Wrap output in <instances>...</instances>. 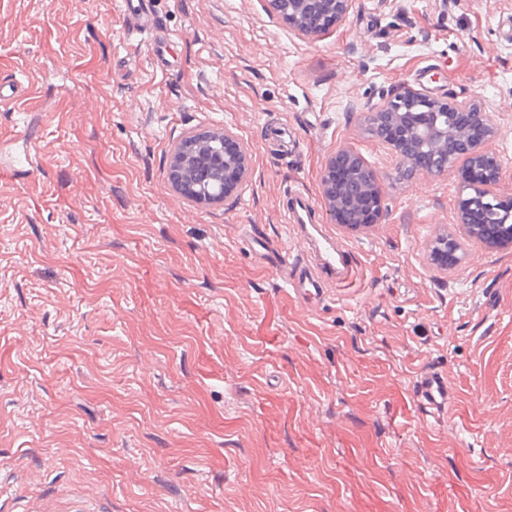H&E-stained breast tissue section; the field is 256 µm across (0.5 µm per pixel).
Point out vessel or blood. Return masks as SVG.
<instances>
[{
	"mask_svg": "<svg viewBox=\"0 0 512 512\" xmlns=\"http://www.w3.org/2000/svg\"><path fill=\"white\" fill-rule=\"evenodd\" d=\"M314 207L307 194L296 191L288 200L286 217L298 239L305 241L316 253L319 264L310 269L293 257L291 248L278 250L275 263L291 293L308 302L323 295L322 283L330 279L346 284L355 276L354 266L336 248V242L326 232L324 225L314 223ZM418 403L429 415L449 411L455 403V395L448 385L443 371L421 373L415 384Z\"/></svg>",
	"mask_w": 512,
	"mask_h": 512,
	"instance_id": "vessel-or-blood-1",
	"label": "vessel or blood"
}]
</instances>
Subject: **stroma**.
<instances>
[{
    "label": "stroma",
    "mask_w": 512,
    "mask_h": 512,
    "mask_svg": "<svg viewBox=\"0 0 512 512\" xmlns=\"http://www.w3.org/2000/svg\"><path fill=\"white\" fill-rule=\"evenodd\" d=\"M0 0V512H512V249L471 242L460 174L403 176L367 114L410 85L478 93L512 198V0H356L299 39L267 0ZM249 147L185 202L187 132ZM359 152L385 217L349 232L321 174ZM306 191L358 276L307 305L245 241ZM455 239L440 269L431 240ZM456 394L430 417L419 372ZM189 140L173 148L168 177L175 190L191 204L211 202V190L224 197L241 188L249 175L248 150L229 128L191 133Z\"/></svg>",
    "instance_id": "35a3bbf8"
}]
</instances>
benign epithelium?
I'll return each mask as SVG.
<instances>
[{
    "mask_svg": "<svg viewBox=\"0 0 512 512\" xmlns=\"http://www.w3.org/2000/svg\"><path fill=\"white\" fill-rule=\"evenodd\" d=\"M271 10L288 22L301 38L317 36L346 21L355 0H267ZM468 113L472 124L448 121L451 113ZM379 127V140L397 160L398 168H417L426 155L437 167L429 174L459 168L462 190L457 201L458 221L470 239L491 247H512V202L495 187L503 174L501 157L486 149L496 127L472 94L461 99L435 96L425 89L405 86L369 113ZM249 175L248 150L229 128L208 129L189 135L173 148L168 177L175 190L191 204L212 201L211 190L228 196L241 188ZM322 202L331 220L351 232L380 222L383 189L379 179L354 151L339 149L321 176ZM458 245L438 236L434 260L443 267L459 261Z\"/></svg>",
    "mask_w": 512,
    "mask_h": 512,
    "instance_id": "1",
    "label": "benign epithelium"
}]
</instances>
